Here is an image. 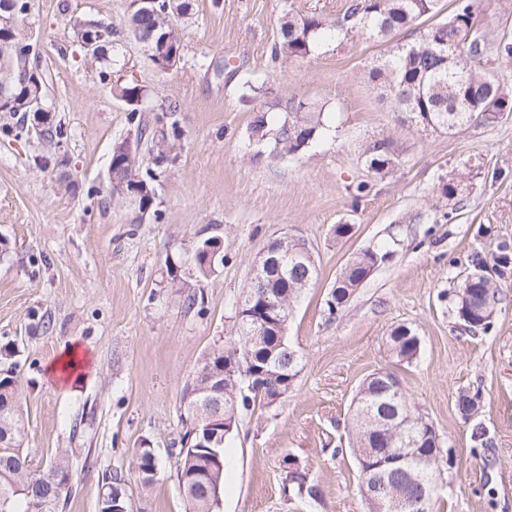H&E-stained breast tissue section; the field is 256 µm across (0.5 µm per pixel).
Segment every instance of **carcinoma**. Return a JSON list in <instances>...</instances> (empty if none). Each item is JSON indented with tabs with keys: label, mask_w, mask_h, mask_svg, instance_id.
Masks as SVG:
<instances>
[{
	"label": "carcinoma",
	"mask_w": 512,
	"mask_h": 512,
	"mask_svg": "<svg viewBox=\"0 0 512 512\" xmlns=\"http://www.w3.org/2000/svg\"><path fill=\"white\" fill-rule=\"evenodd\" d=\"M438 2L348 0L343 15L336 19L288 14L281 23L273 56L276 59L305 57L324 44H339L355 32H365L387 42L392 35L410 30L415 37L392 46L369 73L371 82L388 92L394 111L408 115L418 124L450 134L473 124L492 126L512 113V89L507 88L504 80L486 72L484 63L491 57L512 59V39L491 36L478 25L482 0H457L452 12L444 18L439 17ZM6 9L16 16V23L0 35V117H29L31 127L44 139L50 142L61 139L67 131L53 123L54 107L48 98L46 78L35 64L36 41L24 24L30 0H0V15ZM192 9L191 0H153L151 4L129 5L126 25L117 26L105 20L79 21L74 25L73 39L81 43L86 24L98 26L103 36V50L97 59V75L101 80L110 72H122L129 24L133 23L145 40L167 44L164 51H156L149 57L154 69L166 72L177 65L182 51V40L172 18L185 17ZM421 20L427 25L419 26ZM112 92L124 103L135 135L112 143L108 198L128 203L140 222L146 216L158 220L161 211L157 208V173L149 168L140 170L136 154L146 140L157 147L155 165L174 161L168 141L181 136L176 109L165 110L161 117L149 116L153 108L148 106L146 89L133 78L113 82ZM283 111L287 116L275 130L273 151L299 157L326 136L328 127L314 104L291 96ZM392 163L393 155L384 144L373 147L366 158L368 169L375 174L387 173ZM464 192V184L455 178L442 182L439 188L440 196L445 199ZM214 249L223 250L217 236L197 242L195 261L199 275L206 276L214 270L215 263L210 257ZM383 259L377 252L366 250L344 267L336 279L338 286L331 290L326 302L328 318H336L355 289ZM511 266L512 257L505 252L495 258L491 267L483 261L479 263V269L472 273L470 291H460L456 301L459 310L467 304L479 308L471 312V320L463 321L464 327L484 332L492 328L490 315L496 295L488 269L501 276ZM313 279L305 265L291 267L283 274L274 268L266 273V288L256 291L255 303L260 307L268 301L274 304L273 326L268 331L288 327L294 302ZM253 335L258 336L260 332L247 331L243 323H238L234 342L212 350L187 388L185 421L189 427L180 439L175 468L177 480L184 486L182 496L189 512H213L211 490L215 486L224 488V468L215 463L211 449L224 450L238 430L240 412L258 399L268 404L281 399L291 388L289 377L298 375L301 356L296 349L288 344L276 348L267 341L253 342ZM391 349L399 361L410 363L419 354L420 342L400 327L391 334ZM16 356L14 347L0 349V512H21L22 501L29 507L57 503L72 480L66 460L59 459L43 469L35 468L26 453L28 417L19 396ZM245 372L253 379L252 389L244 392L242 374ZM398 382L394 372L380 370L367 378L357 393L352 451L362 481L389 469L385 465L389 453L402 448L399 425L409 418L415 427V420L421 417L409 406L400 419L382 422L398 393L394 388ZM480 399L478 389L461 393L457 401L460 412L470 414ZM197 422L208 426L209 436L194 433ZM133 463L142 484L152 485L158 463L149 440H143L136 449ZM438 463V449L427 444L404 449L401 466L407 475L404 482L394 485L400 496L401 512H432L438 491Z\"/></svg>",
	"instance_id": "1"
}]
</instances>
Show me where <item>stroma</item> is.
I'll use <instances>...</instances> for the list:
<instances>
[{"label":"stroma","instance_id":"stroma-1","mask_svg":"<svg viewBox=\"0 0 512 512\" xmlns=\"http://www.w3.org/2000/svg\"><path fill=\"white\" fill-rule=\"evenodd\" d=\"M346 2L195 0L167 72L128 42L132 75L152 106L176 107L182 130L156 183L162 218L139 224L124 202L101 203L112 143L133 127L71 33L76 17L122 24L127 0H31L26 24L67 136L56 145L32 131L0 134V346L18 351L33 465L62 456L75 476L40 512H99L109 478L120 480L129 512H186L173 466L186 388L204 357L235 339L252 265L281 235L305 243L317 269L288 321L300 371L287 396L241 413L215 512H367L351 451L353 398L381 369L398 375L439 437L435 512H512V271L495 279L489 333L466 331L455 300L476 258L512 254V117L453 134L405 123L368 80L383 48L364 33L273 58L284 14L333 17ZM249 76L324 106L330 136L298 158L255 145ZM384 140L396 169L381 178L365 159ZM47 154L57 162L44 168ZM457 174L467 191L442 202V179ZM362 181L368 189L355 196ZM207 235L221 237L224 262L200 280L194 246ZM377 248L386 259L327 320L342 269ZM170 262L186 287H168ZM400 327L421 341L409 364L389 350ZM71 347L84 379H53L49 365ZM470 389L483 398L465 416L457 399ZM145 439L159 465L146 490L132 464ZM291 469L317 497L286 492Z\"/></svg>","mask_w":512,"mask_h":512}]
</instances>
